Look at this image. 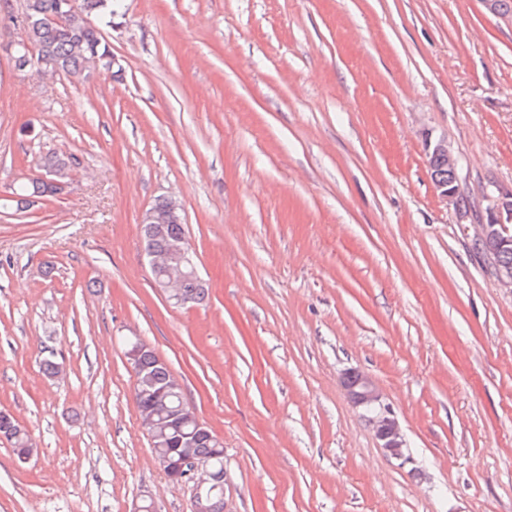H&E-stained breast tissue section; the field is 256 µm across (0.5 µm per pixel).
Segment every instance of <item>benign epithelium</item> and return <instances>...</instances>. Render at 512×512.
<instances>
[{
  "label": "benign epithelium",
  "instance_id": "obj_1",
  "mask_svg": "<svg viewBox=\"0 0 512 512\" xmlns=\"http://www.w3.org/2000/svg\"><path fill=\"white\" fill-rule=\"evenodd\" d=\"M426 154L435 162L448 165L451 179H432L436 191L443 200L454 206L460 218L467 216L466 198L457 184V160L448 146V140L425 139ZM486 218L479 221L476 243L489 257L512 249V188H497V192L487 196ZM150 265L162 274L154 282L155 287L178 302H183L182 292H172L189 276L197 275L190 257V249L184 242L174 243L162 254L150 255ZM351 402L361 408L373 428L380 447L395 459L405 456V441L398 420L392 410L382 402V397L373 380L362 373H354V383L345 386ZM166 476L173 482L190 484L193 488V512H207L210 494L218 487L220 476L208 463L186 454L178 461L165 460L162 465Z\"/></svg>",
  "mask_w": 512,
  "mask_h": 512
}]
</instances>
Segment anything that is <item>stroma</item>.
<instances>
[{"instance_id": "1", "label": "stroma", "mask_w": 512, "mask_h": 512, "mask_svg": "<svg viewBox=\"0 0 512 512\" xmlns=\"http://www.w3.org/2000/svg\"><path fill=\"white\" fill-rule=\"evenodd\" d=\"M122 79L0 53V512H191L133 400L140 339L224 444V512H512V288L436 192L512 185V14L484 0H122ZM181 206L208 287L154 288L142 219ZM59 371L46 374L45 361ZM406 440L387 455L346 373ZM425 150L426 154H428L433 161L438 162L435 163L429 159V165L434 168L432 175L448 178V172L451 173V179L448 181L435 177H433V179L431 177V179L440 197L447 203L449 202L453 205L459 217L464 219L468 213L466 198L459 192L457 184V160L448 146V140L442 137L432 141L430 137H426ZM441 164H447V166H442ZM53 194H55V190L52 189L47 183H45L39 177H25L22 181L19 182L17 187L12 192V195L18 199H11L6 201L15 202L16 208L19 209V206L22 203H26L27 198L50 196ZM0 435L12 442L17 456L32 439L25 428L21 427L8 413L4 414L2 411L0 412Z\"/></svg>"}]
</instances>
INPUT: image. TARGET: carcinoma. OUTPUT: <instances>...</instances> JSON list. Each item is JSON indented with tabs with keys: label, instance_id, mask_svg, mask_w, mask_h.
Masks as SVG:
<instances>
[{
	"label": "carcinoma",
	"instance_id": "1",
	"mask_svg": "<svg viewBox=\"0 0 512 512\" xmlns=\"http://www.w3.org/2000/svg\"><path fill=\"white\" fill-rule=\"evenodd\" d=\"M64 0H26L24 11L32 17L29 25L13 24L12 30L20 33L27 42V54L36 61L46 59L51 66L26 72H51L52 65L58 64L65 75L72 78H85L97 68L110 69L112 49L104 39L101 29L85 21V16L95 14L105 27H112L121 0H83L84 10L68 16L58 24L53 18L60 13ZM76 163L74 155L47 153L41 158L38 171L56 170L65 172ZM55 194L40 178H24L12 192L15 204L21 205L30 197ZM145 251L161 253L175 241L187 238L181 211L170 214L161 228L153 230L143 225ZM183 292L190 303L203 302L208 294L204 284L189 278L183 285ZM134 402L139 413L155 414L162 434L160 452L176 458L186 448L203 461L209 462L219 475H224V448L216 447V442L198 427V417L187 401L184 386H172V371L159 362L156 353L148 349L141 356L136 370ZM0 435L10 440L15 453H20L31 440L28 431L21 427L12 416L0 412Z\"/></svg>",
	"mask_w": 512,
	"mask_h": 512
}]
</instances>
